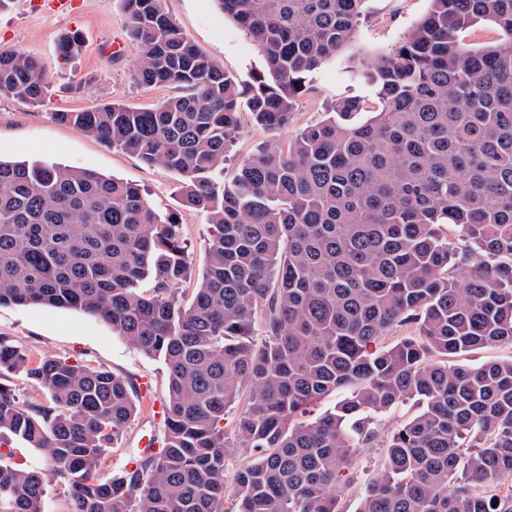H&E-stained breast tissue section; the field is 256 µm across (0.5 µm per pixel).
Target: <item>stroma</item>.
<instances>
[{
	"mask_svg": "<svg viewBox=\"0 0 512 512\" xmlns=\"http://www.w3.org/2000/svg\"><path fill=\"white\" fill-rule=\"evenodd\" d=\"M168 15L189 39L225 73L240 81L263 69L264 61L240 27L225 18L215 0H163ZM428 0H367L364 16L352 42L325 59L309 74L306 90L295 102L292 121L280 130L245 123L224 164V179L232 181L242 159L264 145L282 144L301 128L321 120L336 100L360 97L373 100L374 87L350 72L388 54L427 13ZM82 37V48L71 59L58 55L67 35ZM0 46L39 59L51 81L44 103L29 105L0 98V157L7 160L45 161L88 169L138 185L163 209L178 213L193 268L181 285L183 303H190L200 279L210 242L204 214L182 206L181 179L166 168L147 167L137 158L106 146L75 128L59 123V112H77L114 102L146 108L173 96L170 87L135 83L137 51L124 24L122 0H81L79 10L58 16L49 10L33 11L29 0H14L0 12ZM0 335L9 337L30 361L46 357L71 358L95 368L149 381V393L134 392L137 414L127 424L119 444L100 463L98 475L109 479L121 473L139 454L143 434H163L164 425L150 417L149 406L167 396V372L161 359L128 345L101 319L72 309L46 306H0ZM383 451L378 446L357 449L337 492L343 512H355L369 484L381 473Z\"/></svg>",
	"mask_w": 512,
	"mask_h": 512,
	"instance_id": "1",
	"label": "stroma"
}]
</instances>
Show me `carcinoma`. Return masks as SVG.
<instances>
[{
    "mask_svg": "<svg viewBox=\"0 0 512 512\" xmlns=\"http://www.w3.org/2000/svg\"><path fill=\"white\" fill-rule=\"evenodd\" d=\"M216 2L263 56L250 82L204 55L162 0H123L134 79L177 93L147 109L56 113L182 178L183 205L211 227L190 304L182 224L143 189L0 158V306L95 316L168 375L161 448L102 480L137 410L132 381L33 364L0 336V512H51L52 483L67 512H342L336 480L378 439L376 416L409 401L418 410L387 436L356 512H512V493L493 491L512 480V361L448 366L512 343V0H429L366 72L378 109L340 99L287 144L258 148L230 183L242 113L288 126L307 74L353 40L366 0ZM479 22L502 44L459 39ZM80 47L73 33L58 50ZM48 88L35 57L0 48V98L39 103ZM406 324L416 335L388 341ZM12 373L49 398L21 402ZM334 391L336 405L306 419ZM12 438L46 449V469L14 462Z\"/></svg>",
    "mask_w": 512,
    "mask_h": 512,
    "instance_id": "1",
    "label": "carcinoma"
}]
</instances>
